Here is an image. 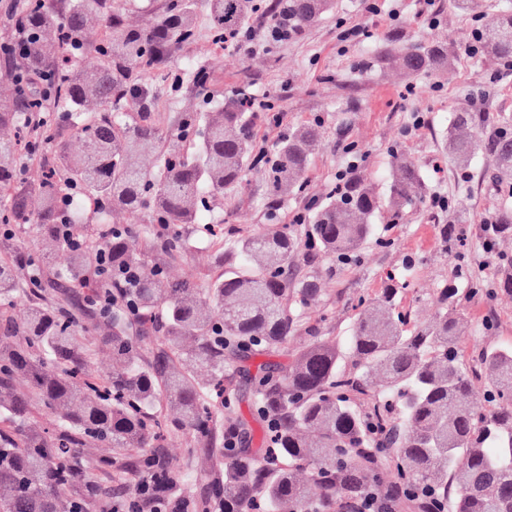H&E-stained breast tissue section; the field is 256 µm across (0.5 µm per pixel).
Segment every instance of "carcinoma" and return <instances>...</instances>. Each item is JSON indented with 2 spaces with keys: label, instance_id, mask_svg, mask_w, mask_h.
Instances as JSON below:
<instances>
[{
  "label": "carcinoma",
  "instance_id": "carcinoma-1",
  "mask_svg": "<svg viewBox=\"0 0 512 512\" xmlns=\"http://www.w3.org/2000/svg\"><path fill=\"white\" fill-rule=\"evenodd\" d=\"M258 0H167L141 26L123 0H24L12 36L27 38L0 78V223L26 224L36 256L0 263V512H142V490L160 512H360L368 488L389 491L385 512H512V346L489 345L464 358L470 282L466 267L432 294L438 308L420 322L402 304L415 265L388 273L391 284L358 300L351 333L327 336L305 317L329 312L327 284L357 265L370 242L385 246L380 213L405 224L431 202L420 165L391 148L387 190L362 178L328 193L282 224L278 207L306 195L321 130L300 125L268 149L257 147L258 113L239 88L210 94L211 62L196 58L171 76L191 86L196 110L154 112L150 76L171 54L201 37L200 13L218 34L247 30ZM297 35L335 8V0H272ZM105 35L90 45L95 18ZM481 52L512 62V11L479 15ZM455 52L436 40L398 44L387 65L408 76L443 78ZM42 74L46 86L16 74ZM476 116L450 119L446 151L466 171L479 152L493 180L512 176V120L492 119L472 134ZM60 122L78 134L73 154L53 139ZM52 151L38 182L20 177L21 154ZM263 169L270 223L224 228L215 202ZM142 213L131 228L115 213ZM93 214L94 223H86ZM68 236L56 230L61 218ZM493 242L512 236V207L489 217ZM205 245L224 272L173 284L168 262L188 261ZM57 250L67 266L48 265ZM500 289L512 292V259H497ZM25 302L23 315L9 310ZM106 328L95 336L78 313ZM295 343L293 351L288 344ZM100 345L113 369L90 365ZM289 354L288 362L278 357ZM241 363L245 389L224 386ZM248 393L262 423L263 447L240 448L214 472L201 497L171 478L165 443L225 454L224 433L248 429L239 402Z\"/></svg>",
  "mask_w": 512,
  "mask_h": 512
}]
</instances>
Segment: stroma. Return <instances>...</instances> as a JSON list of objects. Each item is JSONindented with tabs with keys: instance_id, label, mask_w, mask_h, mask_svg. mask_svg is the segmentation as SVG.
<instances>
[{
	"instance_id": "stroma-1",
	"label": "stroma",
	"mask_w": 512,
	"mask_h": 512,
	"mask_svg": "<svg viewBox=\"0 0 512 512\" xmlns=\"http://www.w3.org/2000/svg\"><path fill=\"white\" fill-rule=\"evenodd\" d=\"M381 11L367 12L365 0H336L332 13L298 36L268 44L257 39L253 51L234 47L215 52L209 36L170 58L180 67L199 55H210L212 92L246 87L256 101L270 102L279 123L257 121L258 147L269 148L296 125L316 123L323 129L322 145L312 160L308 179L320 193L336 183L345 168V146L364 154L358 174L385 190L390 171V150L399 147L414 157L431 184L432 193L447 197L444 209L426 208L405 224L389 227L392 245H368L361 264L345 269L331 286L332 314L322 331L328 336L349 335L360 297H371L384 286L388 272L415 257L406 304L418 319L436 310L430 297L435 284L450 277L458 260L468 263L473 279L483 288L481 297L462 296L472 326L463 338L466 359H475L482 347L512 345V293L501 291L492 265L481 246V226L506 200L512 185L493 183L485 172L488 155H477L467 172H460L443 151L442 135L450 113L467 110L483 117L512 116V70L484 55L467 54L475 16L456 8L454 0H382ZM438 23L428 26L426 14ZM358 24L370 38L358 43L340 41L342 26ZM440 39L458 48L448 78L409 77L379 63L391 44L419 39ZM422 116L414 126V116ZM260 168L249 169L243 188L225 194L219 206L225 225L250 230L265 223ZM462 224L465 242L449 254L437 239L438 224Z\"/></svg>"
}]
</instances>
